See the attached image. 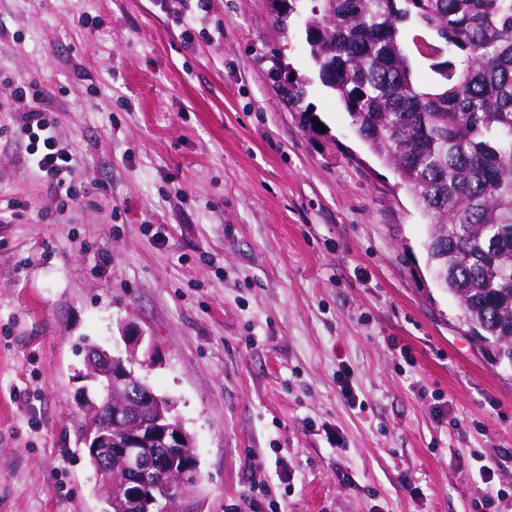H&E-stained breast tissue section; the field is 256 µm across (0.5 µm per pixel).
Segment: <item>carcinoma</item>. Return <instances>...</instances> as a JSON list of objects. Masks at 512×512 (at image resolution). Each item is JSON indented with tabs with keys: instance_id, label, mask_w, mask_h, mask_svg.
<instances>
[{
	"instance_id": "cac0c4a2",
	"label": "carcinoma",
	"mask_w": 512,
	"mask_h": 512,
	"mask_svg": "<svg viewBox=\"0 0 512 512\" xmlns=\"http://www.w3.org/2000/svg\"><path fill=\"white\" fill-rule=\"evenodd\" d=\"M305 33L321 82L429 219L424 247L436 282L472 335L512 367V0H316ZM408 42L429 61L428 88L414 81ZM270 80L302 126L318 131L307 80L284 68ZM113 402L180 423L146 382L137 391L114 382L96 405L81 404L83 428L106 420ZM84 452L103 512H125L106 488L121 482L124 457L112 454L102 473L93 449ZM166 479L151 477L145 512H163Z\"/></svg>"
}]
</instances>
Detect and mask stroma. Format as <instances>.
I'll use <instances>...</instances> for the list:
<instances>
[{
    "label": "stroma",
    "instance_id": "stroma-1",
    "mask_svg": "<svg viewBox=\"0 0 512 512\" xmlns=\"http://www.w3.org/2000/svg\"><path fill=\"white\" fill-rule=\"evenodd\" d=\"M313 5L282 29L271 0H0V73L55 90L86 190L59 207L0 113V202L24 204L0 209V512H101L77 374L89 344L124 354L126 319L193 436L202 512H482L512 367L321 84ZM282 63L324 131L276 93Z\"/></svg>",
    "mask_w": 512,
    "mask_h": 512
}]
</instances>
